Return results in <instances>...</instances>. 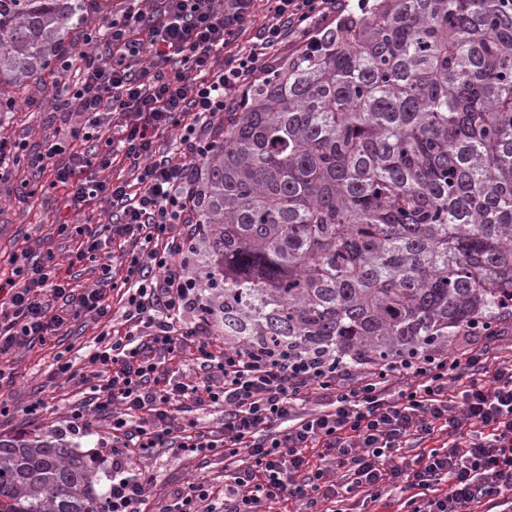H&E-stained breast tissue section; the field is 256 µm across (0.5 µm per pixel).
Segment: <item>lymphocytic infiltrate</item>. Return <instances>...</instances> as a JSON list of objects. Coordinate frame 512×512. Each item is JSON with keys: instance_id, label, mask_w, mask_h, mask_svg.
Here are the masks:
<instances>
[{"instance_id": "obj_1", "label": "lymphocytic infiltrate", "mask_w": 512, "mask_h": 512, "mask_svg": "<svg viewBox=\"0 0 512 512\" xmlns=\"http://www.w3.org/2000/svg\"><path fill=\"white\" fill-rule=\"evenodd\" d=\"M157 0L151 12L113 19L106 54L83 55V80L63 103L86 115L72 136L96 138L101 114L118 116L117 137L95 162L123 156L141 190L84 179L77 158L57 170L68 186L65 209L110 198L121 215L109 230L128 242L125 320L130 330L101 332L89 354L97 384L75 405L67 427L107 417L112 435V512H137L147 480L135 459L174 446L224 452L223 497L205 481L177 491L167 512H261L295 504L303 512H367L388 491L406 493L411 512H473L485 502L512 512V359L489 351L494 330L465 328L480 348L452 356L398 358L364 368L359 380L324 354L220 347L209 325H187L199 295L179 251L177 227L197 225V191L189 171L213 145L231 92L267 74L288 39L314 42L339 18L345 0ZM176 130V153L153 157L159 133ZM96 287L75 291L51 278L52 253L14 256L7 306L0 307V357L46 342L84 313L105 317L114 288L112 256L97 240L79 246ZM192 375H183L186 367ZM330 394L326 410L296 417L312 390ZM220 405L222 427L198 430L181 416L187 404Z\"/></svg>"}]
</instances>
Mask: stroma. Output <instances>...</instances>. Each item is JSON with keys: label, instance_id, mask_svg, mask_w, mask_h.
<instances>
[{"label": "stroma", "instance_id": "35a3bbf8", "mask_svg": "<svg viewBox=\"0 0 512 512\" xmlns=\"http://www.w3.org/2000/svg\"><path fill=\"white\" fill-rule=\"evenodd\" d=\"M83 69L74 65L67 73L41 74L28 84L10 88L9 111L0 112V141L24 145V161L5 162L0 167V276L10 277L13 255L22 251L52 252L57 263V276L66 278L72 287L93 286L96 279L88 264L70 265L69 255L79 239L57 231L60 220L87 226L95 232L104 250H111L112 241L105 226L116 214L111 202L103 196L82 203L80 208L61 214L67 186L57 183L53 170L35 173L29 160L52 145L61 150L54 158L57 167L70 166L77 155L88 154L92 143L73 139L70 126L81 125V117L70 123L60 119L62 103L81 82ZM120 306H113L108 317L94 314L80 316L47 345L22 348L0 362V399L7 405L0 415V437L7 438L33 432L58 435L80 450L94 452L107 431V422L92 418L84 434L67 430L70 408L90 396L91 383L85 366L84 353L97 335L106 330H125ZM67 352L81 376L69 383L55 377V358ZM46 407L40 416L29 413L36 399ZM137 468L149 476L143 507L145 512H163L172 495L190 482L202 479L215 489L224 487V456L208 454L194 456L174 448H164L154 456L137 460Z\"/></svg>", "mask_w": 512, "mask_h": 512}]
</instances>
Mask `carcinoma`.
Instances as JSON below:
<instances>
[{
  "instance_id": "cac0c4a2",
  "label": "carcinoma",
  "mask_w": 512,
  "mask_h": 512,
  "mask_svg": "<svg viewBox=\"0 0 512 512\" xmlns=\"http://www.w3.org/2000/svg\"><path fill=\"white\" fill-rule=\"evenodd\" d=\"M83 0H0V85L54 68ZM198 313L340 368L436 352L512 306V7L372 0L253 84L200 164ZM111 472L0 438V512H110Z\"/></svg>"
}]
</instances>
